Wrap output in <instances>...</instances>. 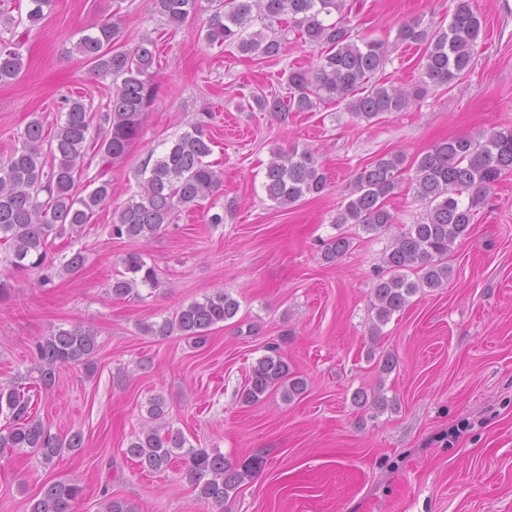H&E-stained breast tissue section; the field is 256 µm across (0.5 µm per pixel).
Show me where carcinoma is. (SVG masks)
<instances>
[{
    "instance_id": "carcinoma-1",
    "label": "carcinoma",
    "mask_w": 512,
    "mask_h": 512,
    "mask_svg": "<svg viewBox=\"0 0 512 512\" xmlns=\"http://www.w3.org/2000/svg\"><path fill=\"white\" fill-rule=\"evenodd\" d=\"M153 12L174 28L206 13L204 39L209 45H232L241 53L263 59L284 55L288 33L319 50L313 68L291 67L284 98L264 93L253 95L261 112L288 117L290 112H311L322 102L345 103V110L358 122L375 124L392 112H402L417 101L425 85H452L471 69L473 48L482 28V16L472 0H456L445 28H432L415 19L402 23L396 41L423 47L421 80L414 86L382 83L375 79L387 62L382 41L353 33L350 14L356 2L346 0H148ZM52 0H28L26 18L0 13V27L18 38H0V82L17 78L24 67L18 50L32 27L45 17ZM288 17L291 26L276 31L273 23ZM261 28L251 30L255 23ZM119 25L107 21L95 32L82 36L76 52L97 77L112 78V93L106 112L98 116L84 99L65 98L64 118L53 132L42 121H29L18 136L20 146L0 162V245L9 249L11 271L0 272V299L14 289L15 274L34 272L47 284L55 275H70L85 262L82 251L63 256L49 251L51 240L79 237L95 213L112 196V183L103 179L112 166L125 158L137 137L145 113L156 97L149 80L154 63V42L144 39L131 49L116 47ZM203 112L153 161L145 162L138 190L113 212L110 235L115 239L154 238L173 223L181 210L193 209L214 195L222 183L221 173L207 161L212 154L208 120ZM101 157L99 177L88 181L91 190H75L88 150ZM412 170L410 188L428 204L426 217L400 231L386 254L387 273L372 288L375 311L372 332L409 305L418 291L448 284L452 268L448 253L456 241L468 235L476 212L485 205L489 192L503 174L512 172V126H502L479 137L460 136L434 144L408 160L402 152L377 157L360 170L347 202L337 210L335 224H355L366 233L387 230L396 217L386 199L399 188L401 176ZM327 175L315 154L307 149H275L269 161L264 190L270 200L288 207L327 189ZM349 248L345 236L328 244L325 259L334 261ZM124 271L113 276L108 294L114 299L140 296L139 289L155 290L159 281L154 267L139 252L120 258ZM416 279L408 278V273ZM239 302L217 290L201 301L179 307L160 322L144 323L152 336L178 334L202 348L213 327L233 319ZM98 351L97 334L80 325L58 326L34 344L36 363L27 377L28 389L0 386V412L8 409L13 425L0 430V457L21 449L41 456L49 464L64 450L78 452L83 436L75 432L67 439L54 435L37 416L29 391L52 388L66 366H81L92 375ZM278 389L286 402L307 390L306 380L292 376L288 363L275 345L257 359L239 400L251 405L270 390ZM167 402L161 395L148 399L150 424L130 441L124 454L147 472L162 473L179 450L183 473L197 490L198 499L217 509L242 482L263 466L258 457L232 462L216 449L186 445L180 432L167 429ZM83 493L75 479L49 482L30 502L29 512H72ZM102 512H133L126 501L103 490Z\"/></svg>"
}]
</instances>
